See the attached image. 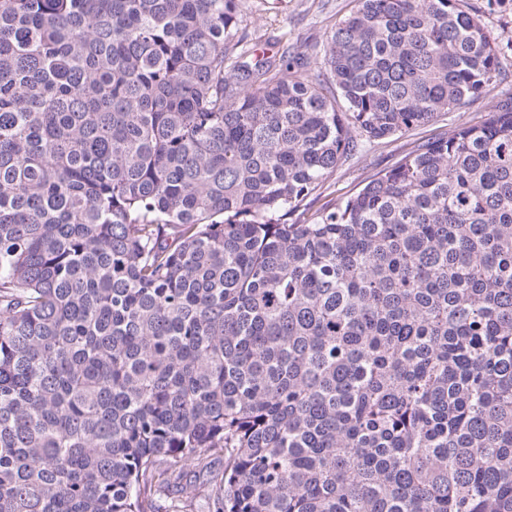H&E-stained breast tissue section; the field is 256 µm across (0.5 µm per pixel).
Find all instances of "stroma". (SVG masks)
Instances as JSON below:
<instances>
[{"label":"stroma","instance_id":"obj_1","mask_svg":"<svg viewBox=\"0 0 512 512\" xmlns=\"http://www.w3.org/2000/svg\"><path fill=\"white\" fill-rule=\"evenodd\" d=\"M462 5L475 12L500 41L502 65L496 82L458 111L408 132L364 144L339 165L320 194L311 198L310 211L323 210L353 195L369 176L395 164L418 142L457 125L480 123L500 101L512 97V0H462ZM356 7L357 0H239L249 44L280 35L313 59L321 58L329 33Z\"/></svg>","mask_w":512,"mask_h":512}]
</instances>
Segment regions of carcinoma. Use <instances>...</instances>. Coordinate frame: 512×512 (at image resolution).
<instances>
[{
    "label": "carcinoma",
    "instance_id": "carcinoma-1",
    "mask_svg": "<svg viewBox=\"0 0 512 512\" xmlns=\"http://www.w3.org/2000/svg\"><path fill=\"white\" fill-rule=\"evenodd\" d=\"M322 66L238 0H0V512H512V99L460 0ZM460 3L475 12L490 34L500 41L502 65L496 82L456 112H448L434 122L403 134L365 143L339 165L320 194L311 198L310 212L323 210L353 195L369 176L395 164L418 142L450 131L456 125L478 124L500 101L512 97V0H463Z\"/></svg>",
    "mask_w": 512,
    "mask_h": 512
}]
</instances>
